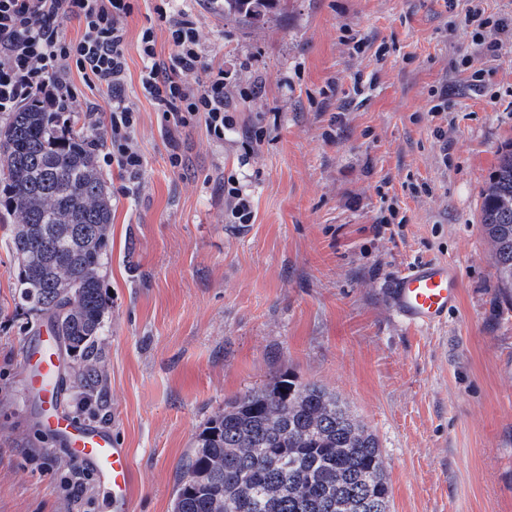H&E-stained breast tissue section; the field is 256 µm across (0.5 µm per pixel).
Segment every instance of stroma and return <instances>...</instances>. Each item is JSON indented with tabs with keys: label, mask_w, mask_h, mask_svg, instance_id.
Listing matches in <instances>:
<instances>
[{
	"label": "stroma",
	"mask_w": 512,
	"mask_h": 512,
	"mask_svg": "<svg viewBox=\"0 0 512 512\" xmlns=\"http://www.w3.org/2000/svg\"><path fill=\"white\" fill-rule=\"evenodd\" d=\"M159 3L133 0L124 42L145 167L126 183L99 167L113 193L107 377L88 404L73 381L64 393L70 414L130 449L128 512H173L207 420L283 374L336 393L377 437L391 512H512V290L480 224L512 140V42L486 34L499 45L490 63L449 34L466 0L452 13L444 0H284L257 24L196 0L206 58L250 98L223 143L199 123L173 147L140 85L138 37ZM356 34L370 50L353 51ZM465 55L490 69L483 93L454 70ZM243 170L255 218L234 224L219 180ZM10 233L0 224V512H110L90 470L70 500L69 457L24 405L23 344L44 317L21 304ZM421 259L462 276L457 308L432 329L402 322L384 294Z\"/></svg>",
	"instance_id": "obj_1"
}]
</instances>
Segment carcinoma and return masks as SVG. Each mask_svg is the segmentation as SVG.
<instances>
[{
  "label": "carcinoma",
  "mask_w": 512,
  "mask_h": 512,
  "mask_svg": "<svg viewBox=\"0 0 512 512\" xmlns=\"http://www.w3.org/2000/svg\"><path fill=\"white\" fill-rule=\"evenodd\" d=\"M280 0H224V18L260 22ZM81 132L62 135L45 113L24 105L0 126L4 211L13 217L11 250L24 305L48 315L76 361L78 387L94 396L106 379L102 349L108 303L101 278L109 259L112 197ZM512 142L483 194L481 224L493 243L501 287L512 288ZM290 407L278 429L266 427L272 409ZM356 443L343 453L353 430ZM266 450L257 466L253 453ZM308 484L305 495L277 503L266 497L280 470ZM392 490L373 433L336 394L282 378L226 403L197 435L182 473L173 512H390Z\"/></svg>",
  "instance_id": "cac0c4a2"
}]
</instances>
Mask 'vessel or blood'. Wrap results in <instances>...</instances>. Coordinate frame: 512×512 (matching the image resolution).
<instances>
[{
  "instance_id": "obj_1",
  "label": "vessel or blood",
  "mask_w": 512,
  "mask_h": 512,
  "mask_svg": "<svg viewBox=\"0 0 512 512\" xmlns=\"http://www.w3.org/2000/svg\"><path fill=\"white\" fill-rule=\"evenodd\" d=\"M460 292L457 265L438 260L411 264L385 288L394 314L420 328L443 324L457 306ZM22 376V394L35 400L41 428L53 435L73 459L93 469L106 490L112 512H125L133 475L130 452L118 447L111 433L77 421L61 409V363L51 328H43L26 343Z\"/></svg>"
}]
</instances>
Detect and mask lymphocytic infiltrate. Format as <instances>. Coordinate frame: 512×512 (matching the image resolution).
<instances>
[{
  "label": "lymphocytic infiltrate",
  "mask_w": 512,
  "mask_h": 512,
  "mask_svg": "<svg viewBox=\"0 0 512 512\" xmlns=\"http://www.w3.org/2000/svg\"><path fill=\"white\" fill-rule=\"evenodd\" d=\"M131 13L130 0H0V112L32 103L65 129V116L78 99L72 78L80 76L88 87L105 92L104 105L95 109L92 145L107 144L106 165L129 177L138 175L145 157L132 137L136 112L124 96V39ZM66 20L81 25L79 39L63 36ZM160 27L172 49L166 60L156 52ZM203 43L190 0H165L156 26L140 33L142 88L169 133L200 119L220 142L236 124L231 84L223 66L207 62Z\"/></svg>",
  "instance_id": "obj_1"
}]
</instances>
